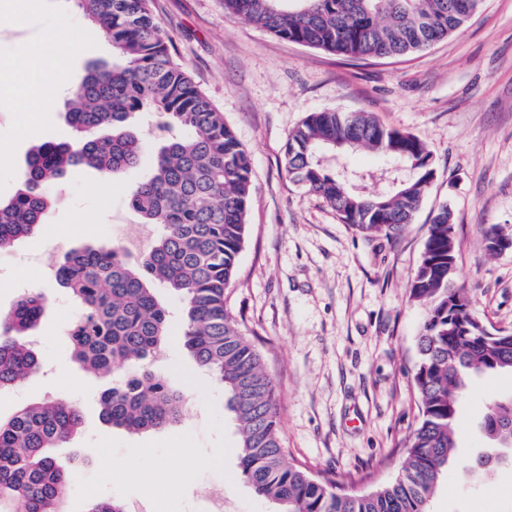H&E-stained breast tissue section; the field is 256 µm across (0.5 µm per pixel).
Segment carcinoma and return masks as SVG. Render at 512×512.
I'll return each mask as SVG.
<instances>
[{"label":"carcinoma","instance_id":"cac0c4a2","mask_svg":"<svg viewBox=\"0 0 512 512\" xmlns=\"http://www.w3.org/2000/svg\"><path fill=\"white\" fill-rule=\"evenodd\" d=\"M112 45V63L88 68L72 90L70 142L30 148L15 194L0 199V249L46 223L49 188L75 168L125 174L138 167L132 127L152 119L159 140L150 177L130 184L129 207L162 232L137 264L117 244L68 253L56 281L77 304L68 336L75 360L102 377L125 375L100 396L102 419L135 434L162 430L182 415L186 398L142 366L170 336V316L149 288L155 281L182 298L181 339L197 364L224 388L236 423L241 476L280 512H429L448 465L466 477L494 467L457 454L455 417L468 380L512 372V332L481 336L455 273L458 244L448 236V206L428 228L410 298L426 306L412 387L420 406L397 477L371 492L314 477L285 463L275 387L262 357L226 307L246 233L253 187L249 153L220 112L172 57L150 0H73ZM483 0H224L229 19H244L289 41L351 58L401 57L454 34ZM364 149L401 165L392 188L372 194L367 175L321 154ZM288 173L323 198L364 236H398L413 223L434 180L432 153L417 135L388 128L368 112L310 113L289 135ZM45 301L19 296L0 317V395L38 373L24 336L37 327ZM78 406L63 400L26 405L0 420V512H66L70 472L52 449L82 427ZM496 444H512V397L494 398L479 421Z\"/></svg>","mask_w":512,"mask_h":512}]
</instances>
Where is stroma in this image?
Instances as JSON below:
<instances>
[{
	"label": "stroma",
	"instance_id": "1",
	"mask_svg": "<svg viewBox=\"0 0 512 512\" xmlns=\"http://www.w3.org/2000/svg\"><path fill=\"white\" fill-rule=\"evenodd\" d=\"M172 40L171 53L206 93L248 150L253 188L247 234L227 307L260 351L279 408L288 462L313 475L370 490L393 480L418 422L412 389L417 336L425 313L409 285L422 259L433 211L448 206L460 245L456 280L491 328L512 330V251L490 253L484 231L512 236V0H484L457 34L397 58L354 59L310 48L224 15V0H152ZM66 14L70 26L57 30ZM64 52L69 84L89 65L112 59V47L72 0H42L32 13L0 9V68L21 69L25 55ZM66 98L21 139V103L0 96V198L17 189L28 150L70 139ZM370 112L390 128L426 141L435 178L413 224L398 237L365 238L343 224L321 197L288 174L285 147L309 113ZM142 162L106 182L80 168L50 190L47 222L32 237L0 252V310L23 291L47 308L31 332L41 371L0 398V418L20 406L64 400L83 426L54 455L62 468L82 460L67 512L114 497L143 512H210V492L223 491V512H277L257 496L231 459L239 444L224 391L183 348L181 299L153 287L171 315V337L151 370L184 392L187 404L169 428L132 435L106 424L99 393L105 380L72 354L66 326L78 309L40 261L60 263L73 249L130 244L139 257L159 234L125 201L128 185L150 175L157 141L138 123ZM512 395V374L474 376L457 419L459 452L487 447L478 428L484 402ZM142 449L140 475L123 477L131 449ZM431 512H512V467L464 484L448 473Z\"/></svg>",
	"mask_w": 512,
	"mask_h": 512
}]
</instances>
